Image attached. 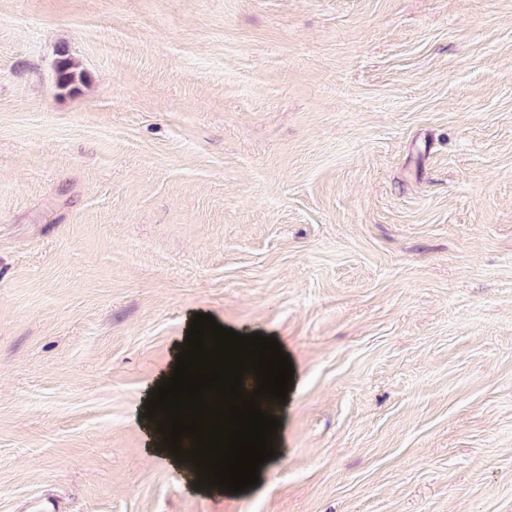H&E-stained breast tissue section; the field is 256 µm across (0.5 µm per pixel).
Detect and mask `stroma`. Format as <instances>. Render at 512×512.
<instances>
[{"label":"stroma","instance_id":"stroma-1","mask_svg":"<svg viewBox=\"0 0 512 512\" xmlns=\"http://www.w3.org/2000/svg\"><path fill=\"white\" fill-rule=\"evenodd\" d=\"M197 313L297 371L253 493L145 451ZM0 512H512V0H0ZM79 83H84V72L70 58H62L57 64L58 86L62 89H75ZM192 319H194V317ZM191 321L189 322L187 330H189ZM187 330L185 336L182 337V340L180 341L174 352L171 364L169 365L166 371L158 375L157 378L152 382L147 394L143 398L141 405L138 409V420L140 425L142 426L143 432L145 433L147 452L165 459L169 463V465L181 475L185 485L191 491L199 495H224L225 493H228L227 490H225V488H218L217 486H215V488H212L211 486H208L206 484H203V488H196L195 484H197V480L198 478H200V476H198V474L194 471L185 469L183 466L184 463L185 467H187L188 469H194L195 466L193 465V461H191V459H188L185 456H183V463L182 460H176V455H172L169 452L168 445L161 443L160 440L157 438L150 417H144V412L148 411L146 410V403H148V400L152 397L151 393L153 391H156V388L160 385V383H164V378L172 376V372L174 371V366L176 364V356L182 350H185V345L187 344H184V340H186V338H189L187 337Z\"/></svg>","mask_w":512,"mask_h":512}]
</instances>
